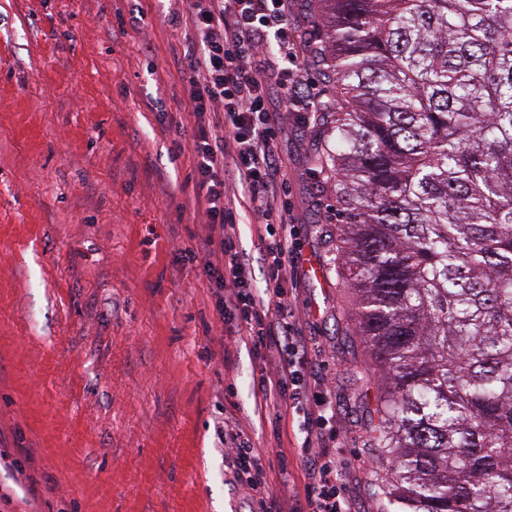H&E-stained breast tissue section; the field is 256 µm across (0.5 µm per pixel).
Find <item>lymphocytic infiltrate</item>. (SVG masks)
Listing matches in <instances>:
<instances>
[{"instance_id":"f902f5d3","label":"lymphocytic infiltrate","mask_w":512,"mask_h":512,"mask_svg":"<svg viewBox=\"0 0 512 512\" xmlns=\"http://www.w3.org/2000/svg\"><path fill=\"white\" fill-rule=\"evenodd\" d=\"M194 36L178 58L189 88L194 134L192 181L207 233L189 248L216 290L228 333L247 337L265 364L256 388L297 427L303 492L271 491L273 472L245 426L226 413L221 431L233 475L252 512H352L338 480L333 411L319 394L315 344L300 322L294 290L301 240L290 218L287 178L277 153L280 123L315 104L302 80L292 35V0H186ZM247 205L265 266L256 285L238 245L239 205Z\"/></svg>"}]
</instances>
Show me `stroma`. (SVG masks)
Listing matches in <instances>:
<instances>
[{
  "instance_id": "35a3bbf8",
  "label": "stroma",
  "mask_w": 512,
  "mask_h": 512,
  "mask_svg": "<svg viewBox=\"0 0 512 512\" xmlns=\"http://www.w3.org/2000/svg\"><path fill=\"white\" fill-rule=\"evenodd\" d=\"M185 8L0 0V512H248L215 436L228 387L270 460L295 443L254 390L262 360L225 334L182 253L205 232L173 64L192 36L171 22ZM318 136L291 118L278 141L302 242L296 305L327 374L341 482L355 512H383L370 484L390 464L367 444L356 382L374 395L383 377L336 275Z\"/></svg>"
}]
</instances>
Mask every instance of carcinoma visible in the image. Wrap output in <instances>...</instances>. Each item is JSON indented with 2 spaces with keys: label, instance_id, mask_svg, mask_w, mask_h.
<instances>
[{
  "label": "carcinoma",
  "instance_id": "cac0c4a2",
  "mask_svg": "<svg viewBox=\"0 0 512 512\" xmlns=\"http://www.w3.org/2000/svg\"><path fill=\"white\" fill-rule=\"evenodd\" d=\"M315 159L379 364L386 512H512V0H317Z\"/></svg>",
  "mask_w": 512,
  "mask_h": 512
}]
</instances>
